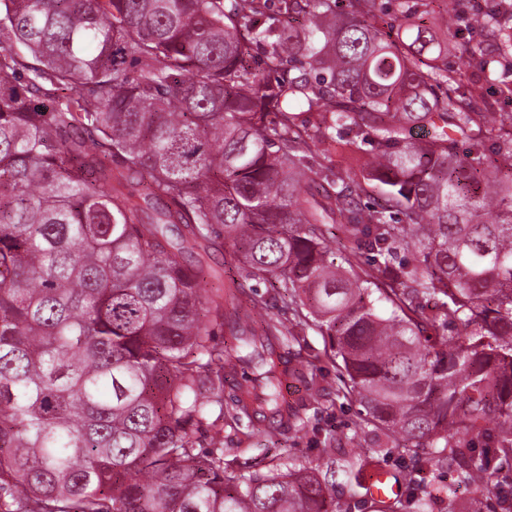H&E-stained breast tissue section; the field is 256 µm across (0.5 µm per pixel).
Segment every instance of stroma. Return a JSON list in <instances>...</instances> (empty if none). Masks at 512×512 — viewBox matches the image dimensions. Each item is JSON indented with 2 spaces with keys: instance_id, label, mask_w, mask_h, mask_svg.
Segmentation results:
<instances>
[{
  "instance_id": "35a3bbf8",
  "label": "stroma",
  "mask_w": 512,
  "mask_h": 512,
  "mask_svg": "<svg viewBox=\"0 0 512 512\" xmlns=\"http://www.w3.org/2000/svg\"><path fill=\"white\" fill-rule=\"evenodd\" d=\"M466 67L473 78L480 82L486 97L495 112H512V99L501 97L499 88L512 82V73L501 70L496 76H489L479 58L462 59L459 51H449L448 67ZM325 341L316 330L308 329L293 346L300 352L305 377L298 381L300 391H307L311 383H318L325 391H335L339 384V371L335 364L324 355ZM361 406L352 399L336 398L335 402L318 408H308L304 415L305 427L294 431L274 424H257L251 427L234 426L228 420H218L208 427L202 445L211 441L224 444V460L242 472L262 470L276 461L279 453L305 464H316L323 448L339 446L360 447L364 459L363 477H370L375 468L381 467L391 473L408 472L413 468L409 458L388 455L386 460H378L373 455L375 437L364 429Z\"/></svg>"
}]
</instances>
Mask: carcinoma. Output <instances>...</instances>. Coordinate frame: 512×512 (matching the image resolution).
Masks as SVG:
<instances>
[{
  "label": "carcinoma",
  "instance_id": "1",
  "mask_svg": "<svg viewBox=\"0 0 512 512\" xmlns=\"http://www.w3.org/2000/svg\"><path fill=\"white\" fill-rule=\"evenodd\" d=\"M460 2L0 0V512H336L359 452L245 474L196 442L228 381L233 419L301 426L313 327L364 426L483 512L512 460V113L445 58L465 25L512 69V5ZM338 130L358 178L303 156ZM226 241L242 282L205 262ZM247 284L256 285L254 292L263 296L266 306H263L261 317L258 320H279L285 324L293 322V311L288 307V299L284 298L277 290H273L267 282L248 281ZM422 476H426L424 486L427 491H430L433 487H446L451 485L453 488L457 489L458 495L461 498H467L468 495H470L471 489L464 484L463 474L456 465H450L436 471L434 474Z\"/></svg>",
  "mask_w": 512,
  "mask_h": 512
}]
</instances>
